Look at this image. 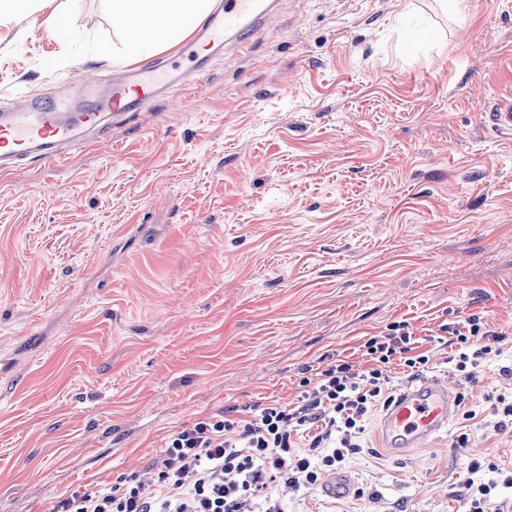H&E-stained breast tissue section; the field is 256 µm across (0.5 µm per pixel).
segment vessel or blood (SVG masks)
<instances>
[{"mask_svg": "<svg viewBox=\"0 0 512 512\" xmlns=\"http://www.w3.org/2000/svg\"><path fill=\"white\" fill-rule=\"evenodd\" d=\"M281 0H217L208 18L180 53L134 65L91 84L73 75L64 99L30 97L0 112V172L25 162L46 163L84 147L89 133L128 120L154 102L201 81L227 47L248 48L257 32L280 10ZM456 392L432 378L402 392L382 419L385 444L393 453L420 448L434 440L455 416Z\"/></svg>", "mask_w": 512, "mask_h": 512, "instance_id": "b4317fda", "label": "vessel or blood"}]
</instances>
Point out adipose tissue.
I'll use <instances>...</instances> for the list:
<instances>
[{
	"mask_svg": "<svg viewBox=\"0 0 512 512\" xmlns=\"http://www.w3.org/2000/svg\"><path fill=\"white\" fill-rule=\"evenodd\" d=\"M211 0H112L118 36L112 60L124 63L177 46L207 16Z\"/></svg>",
	"mask_w": 512,
	"mask_h": 512,
	"instance_id": "adipose-tissue-1",
	"label": "adipose tissue"
}]
</instances>
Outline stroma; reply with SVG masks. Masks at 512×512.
<instances>
[{"instance_id": "1", "label": "stroma", "mask_w": 512, "mask_h": 512, "mask_svg": "<svg viewBox=\"0 0 512 512\" xmlns=\"http://www.w3.org/2000/svg\"><path fill=\"white\" fill-rule=\"evenodd\" d=\"M112 40V0L0 28V110L110 76ZM506 103L512 0H285L200 86L0 173V512H54L185 423L288 403L396 322L436 339L476 315L512 355ZM443 359L429 377L488 428L457 416L395 455L373 414L349 493L280 485L283 512H460L472 459L512 468L501 362L467 383Z\"/></svg>"}]
</instances>
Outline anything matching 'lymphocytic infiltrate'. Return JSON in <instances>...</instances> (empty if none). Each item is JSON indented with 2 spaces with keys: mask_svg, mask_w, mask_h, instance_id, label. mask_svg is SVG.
<instances>
[{
  "mask_svg": "<svg viewBox=\"0 0 512 512\" xmlns=\"http://www.w3.org/2000/svg\"><path fill=\"white\" fill-rule=\"evenodd\" d=\"M505 336L473 316L448 326L456 371L473 378L482 362L501 358ZM363 364L339 359L302 377L288 404L231 406L188 423L153 458L151 481L130 474L116 484L75 491L55 512H281L269 488L316 485L367 443V424L397 389L390 367L407 380L428 369L412 332L392 326L363 345Z\"/></svg>",
  "mask_w": 512,
  "mask_h": 512,
  "instance_id": "lymphocytic-infiltrate-1",
  "label": "lymphocytic infiltrate"
}]
</instances>
